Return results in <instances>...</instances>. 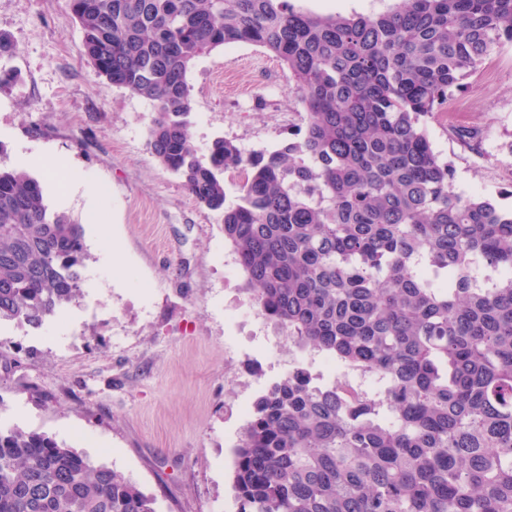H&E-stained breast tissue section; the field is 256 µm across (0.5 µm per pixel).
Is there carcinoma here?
I'll use <instances>...</instances> for the list:
<instances>
[{"mask_svg": "<svg viewBox=\"0 0 512 512\" xmlns=\"http://www.w3.org/2000/svg\"><path fill=\"white\" fill-rule=\"evenodd\" d=\"M68 2L85 58L155 104L150 153L220 214L251 303L301 353L234 447L238 512H512V210L456 192L425 126L512 45V0L349 16L293 0ZM240 43L287 68L304 136L249 154L217 137L203 159L187 72ZM87 259L82 225L0 167V322L37 329L79 300ZM0 512L155 508L72 446L0 428Z\"/></svg>", "mask_w": 512, "mask_h": 512, "instance_id": "obj_1", "label": "carcinoma"}]
</instances>
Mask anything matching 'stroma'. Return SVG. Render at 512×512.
I'll return each instance as SVG.
<instances>
[{
	"mask_svg": "<svg viewBox=\"0 0 512 512\" xmlns=\"http://www.w3.org/2000/svg\"><path fill=\"white\" fill-rule=\"evenodd\" d=\"M0 32L18 51L0 60V166L41 178L80 170L98 198L50 207L82 224L84 296L41 328L0 324V427L54 437L133 481L156 512H237L233 448L253 401L288 370L278 330L249 305L246 280L216 214L148 152L155 106L106 86L85 59L67 0H0ZM192 141L223 137L244 151L298 139L303 106L288 71L251 44L196 58ZM481 132L477 147L454 135ZM458 191L512 208V45L491 54L427 121ZM44 157L20 166L19 151ZM97 205L108 224L88 222Z\"/></svg>",
	"mask_w": 512,
	"mask_h": 512,
	"instance_id": "1",
	"label": "stroma"
}]
</instances>
